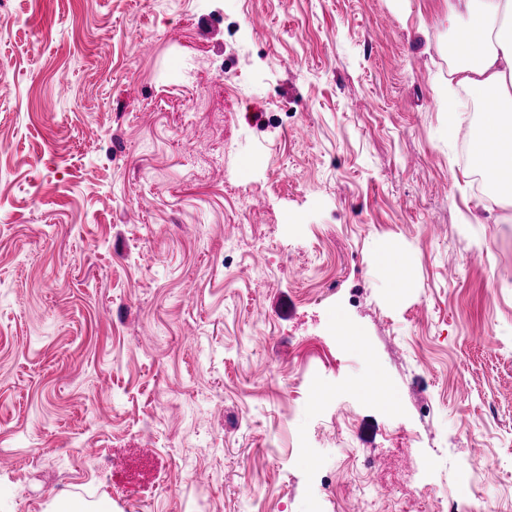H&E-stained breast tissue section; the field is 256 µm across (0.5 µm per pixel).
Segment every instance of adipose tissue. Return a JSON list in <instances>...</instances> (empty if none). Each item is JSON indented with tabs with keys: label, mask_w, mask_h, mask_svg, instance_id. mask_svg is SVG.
I'll use <instances>...</instances> for the list:
<instances>
[{
	"label": "adipose tissue",
	"mask_w": 512,
	"mask_h": 512,
	"mask_svg": "<svg viewBox=\"0 0 512 512\" xmlns=\"http://www.w3.org/2000/svg\"><path fill=\"white\" fill-rule=\"evenodd\" d=\"M451 51L461 63L435 91L447 112L446 136H453L462 119L456 88H464L483 109L470 124L468 137L479 168L494 175L489 198L512 199V0H448Z\"/></svg>",
	"instance_id": "obj_1"
}]
</instances>
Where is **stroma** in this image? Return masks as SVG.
<instances>
[{
  "mask_svg": "<svg viewBox=\"0 0 512 512\" xmlns=\"http://www.w3.org/2000/svg\"><path fill=\"white\" fill-rule=\"evenodd\" d=\"M447 14L0 0V512H512V207L444 136Z\"/></svg>",
  "mask_w": 512,
  "mask_h": 512,
  "instance_id": "35a3bbf8",
  "label": "stroma"
}]
</instances>
